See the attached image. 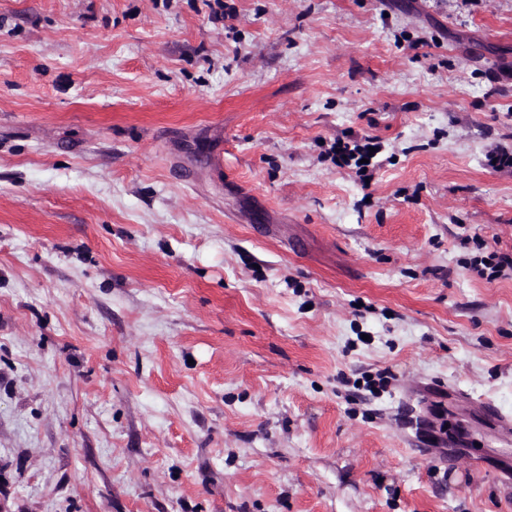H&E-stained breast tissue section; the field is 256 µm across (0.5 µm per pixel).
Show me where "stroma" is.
Here are the masks:
<instances>
[{
  "instance_id": "stroma-1",
  "label": "stroma",
  "mask_w": 512,
  "mask_h": 512,
  "mask_svg": "<svg viewBox=\"0 0 512 512\" xmlns=\"http://www.w3.org/2000/svg\"><path fill=\"white\" fill-rule=\"evenodd\" d=\"M222 2L0 0V512H512V0ZM372 140L368 137V140H365L364 143L353 141L352 146L349 143H336L333 147L335 162L348 167L354 166L357 173H362V176H365L368 168L372 166L371 161L377 150L376 144ZM370 148H375L373 155H370ZM362 159H368L369 163H360ZM479 265H483L484 268L480 269V273L484 275L485 270H489L487 273V279L493 280L501 276H507V271L512 273V257L508 255H497L496 253H489L488 256L475 257L473 261H470V266L478 268Z\"/></svg>"
}]
</instances>
